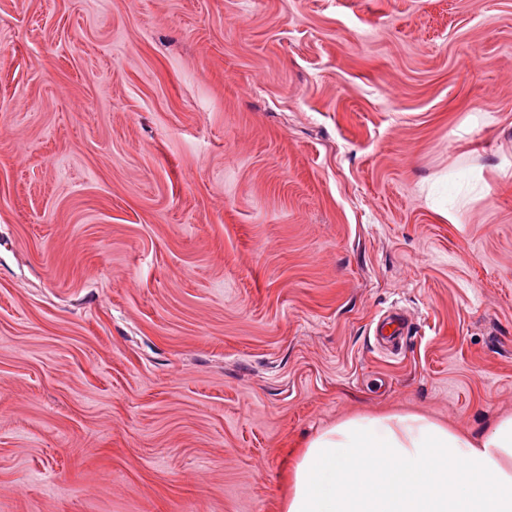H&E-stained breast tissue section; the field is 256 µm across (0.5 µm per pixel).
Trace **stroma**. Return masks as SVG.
<instances>
[{
    "mask_svg": "<svg viewBox=\"0 0 512 512\" xmlns=\"http://www.w3.org/2000/svg\"><path fill=\"white\" fill-rule=\"evenodd\" d=\"M389 411L512 414V0H0V512H279ZM405 329V319L400 314L394 313L378 321L375 327V336H383L386 342L393 345L400 344L403 342L404 336H407Z\"/></svg>",
    "mask_w": 512,
    "mask_h": 512,
    "instance_id": "stroma-1",
    "label": "stroma"
}]
</instances>
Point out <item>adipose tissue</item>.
Listing matches in <instances>:
<instances>
[{"label":"adipose tissue","instance_id":"1","mask_svg":"<svg viewBox=\"0 0 512 512\" xmlns=\"http://www.w3.org/2000/svg\"><path fill=\"white\" fill-rule=\"evenodd\" d=\"M282 512H512V415L480 434L390 412L309 439Z\"/></svg>","mask_w":512,"mask_h":512}]
</instances>
